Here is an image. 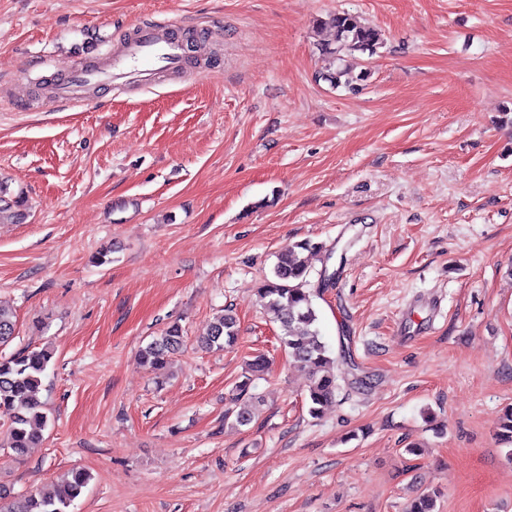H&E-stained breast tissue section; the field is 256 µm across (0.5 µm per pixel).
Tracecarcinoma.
<instances>
[{"instance_id":"carcinoma-1","label":"carcinoma","mask_w":512,"mask_h":512,"mask_svg":"<svg viewBox=\"0 0 512 512\" xmlns=\"http://www.w3.org/2000/svg\"><path fill=\"white\" fill-rule=\"evenodd\" d=\"M315 24L319 29L331 28L334 36V46L323 45L321 51L337 65L323 74L322 79L336 89L360 91L368 72L356 73L341 61L356 55L373 58L383 45L381 34L360 24L346 12H337L324 20L320 18ZM8 194V182L0 180V223L16 221L22 216L20 208L25 205L24 198L19 194L10 198ZM313 249L315 245L308 241L288 246L278 257L272 275L257 288V296L261 306L280 323V343L289 359L309 375V413L317 417L324 407L336 401L340 366L319 329V315L308 280L309 266L303 255V252ZM15 332V316L0 307V346L9 344ZM237 340V317L228 307L210 325L203 344L208 349L222 350L236 344ZM183 345L181 327L172 324L142 347L139 358L161 370L167 367ZM50 360L51 355L46 350L0 356V417L6 418L7 448L17 457L24 456L42 440V427L47 418L39 411L37 392ZM250 386L248 377L236 386L238 397L243 399L235 414L238 426H246L254 418L251 400L244 399ZM88 480V475L76 470L51 494L30 493L12 497L0 488V512H69V507L80 496ZM406 512H436L435 494L426 491L417 494L408 503Z\"/></svg>"}]
</instances>
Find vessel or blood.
<instances>
[{
    "label": "vessel or blood",
    "mask_w": 512,
    "mask_h": 512,
    "mask_svg": "<svg viewBox=\"0 0 512 512\" xmlns=\"http://www.w3.org/2000/svg\"><path fill=\"white\" fill-rule=\"evenodd\" d=\"M190 43V31L163 36L156 27H142L104 64L72 65L67 77L57 84L54 99L79 100L80 90L88 85L119 89L132 80L144 87L153 85L161 73L183 70Z\"/></svg>",
    "instance_id": "b4317fda"
}]
</instances>
